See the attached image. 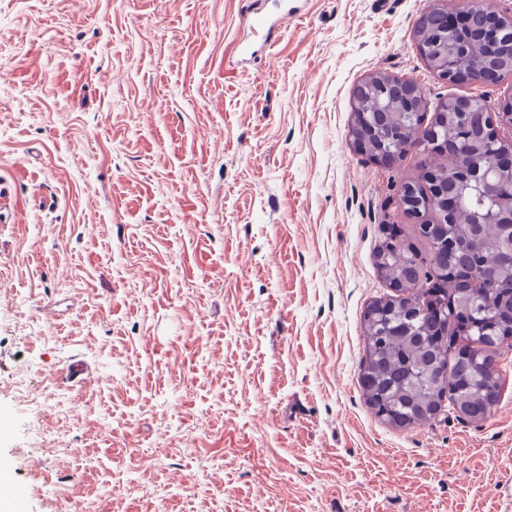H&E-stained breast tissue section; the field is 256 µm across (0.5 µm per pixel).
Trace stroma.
I'll return each instance as SVG.
<instances>
[{"label":"stroma","mask_w":512,"mask_h":512,"mask_svg":"<svg viewBox=\"0 0 512 512\" xmlns=\"http://www.w3.org/2000/svg\"><path fill=\"white\" fill-rule=\"evenodd\" d=\"M435 0H0V470L16 512H512V350L487 420L364 400L395 187L354 149L375 73L439 96ZM83 380L63 376L72 362ZM444 23L442 18L435 14L431 8L422 11L414 28V38L419 48L429 53H437L444 46Z\"/></svg>","instance_id":"35a3bbf8"}]
</instances>
